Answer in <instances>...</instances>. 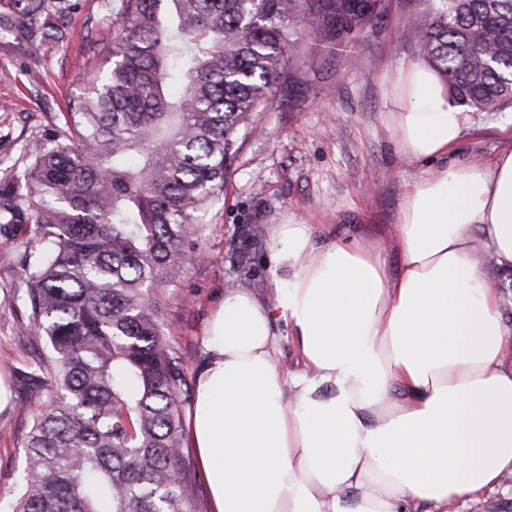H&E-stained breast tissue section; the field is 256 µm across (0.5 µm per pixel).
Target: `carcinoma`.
Returning <instances> with one entry per match:
<instances>
[{
  "instance_id": "cac0c4a2",
  "label": "carcinoma",
  "mask_w": 512,
  "mask_h": 512,
  "mask_svg": "<svg viewBox=\"0 0 512 512\" xmlns=\"http://www.w3.org/2000/svg\"><path fill=\"white\" fill-rule=\"evenodd\" d=\"M379 0H120L112 66L69 99L0 184L27 235L29 320L51 393L24 442L11 512H194L181 372L150 290L224 195L239 134L288 65L378 19ZM452 103L512 106V0H434L414 27Z\"/></svg>"
}]
</instances>
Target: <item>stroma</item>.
<instances>
[{
    "label": "stroma",
    "instance_id": "35a3bbf8",
    "mask_svg": "<svg viewBox=\"0 0 512 512\" xmlns=\"http://www.w3.org/2000/svg\"><path fill=\"white\" fill-rule=\"evenodd\" d=\"M119 0H46L56 42L24 36L28 0H0V180L21 168L32 144L51 134L69 98L88 93L92 72L112 64L107 53L117 28ZM378 21L342 35L346 48H317L292 66L274 104L254 113L255 130L242 138L224 196L185 245V259L151 298L166 325L164 342L182 372L183 416H190L196 376L208 357L206 327L225 291L264 281L259 297L274 300L269 241L245 248L243 230L259 224L312 225L317 243L362 224L384 237L397 223L408 187L429 167L403 158L389 122L399 72L419 62L413 39L428 0H385ZM452 157L490 164L512 147V107L464 114ZM21 263L0 264V377L9 401L0 407V512H8L24 468L22 442L34 412L49 393L31 394L17 382L19 368L39 356Z\"/></svg>",
    "mask_w": 512,
    "mask_h": 512
}]
</instances>
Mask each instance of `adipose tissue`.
<instances>
[{
    "instance_id": "ef3b65f1",
    "label": "adipose tissue",
    "mask_w": 512,
    "mask_h": 512,
    "mask_svg": "<svg viewBox=\"0 0 512 512\" xmlns=\"http://www.w3.org/2000/svg\"><path fill=\"white\" fill-rule=\"evenodd\" d=\"M393 105L400 153L433 165L402 199L397 268L364 229L319 245L278 224L275 300L230 290L209 322L187 440L211 512H448L512 474V328L478 250L512 269V148L452 160L464 115L428 67Z\"/></svg>"
}]
</instances>
